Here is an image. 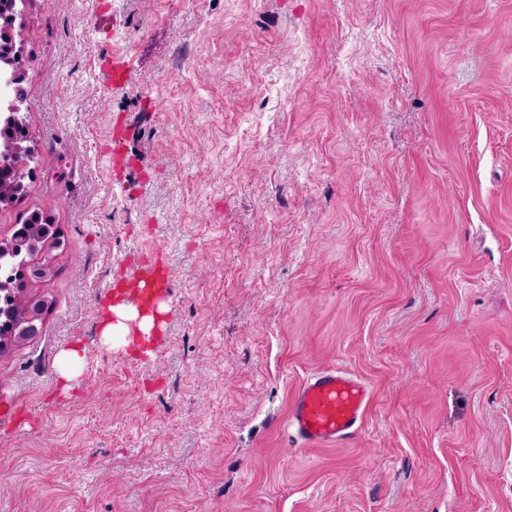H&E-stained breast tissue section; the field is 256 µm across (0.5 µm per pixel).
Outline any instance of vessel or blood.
Here are the masks:
<instances>
[{
  "instance_id": "1",
  "label": "vessel or blood",
  "mask_w": 512,
  "mask_h": 512,
  "mask_svg": "<svg viewBox=\"0 0 512 512\" xmlns=\"http://www.w3.org/2000/svg\"><path fill=\"white\" fill-rule=\"evenodd\" d=\"M167 285L166 277L152 266L143 265L128 282L127 289L146 301L155 289ZM371 397L369 385L349 370H322L301 384L285 425L308 448L346 445L361 431Z\"/></svg>"
}]
</instances>
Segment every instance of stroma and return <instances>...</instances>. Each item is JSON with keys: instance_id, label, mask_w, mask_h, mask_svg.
<instances>
[{"instance_id": "35a3bbf8", "label": "stroma", "mask_w": 512, "mask_h": 512, "mask_svg": "<svg viewBox=\"0 0 512 512\" xmlns=\"http://www.w3.org/2000/svg\"><path fill=\"white\" fill-rule=\"evenodd\" d=\"M38 336L0 512H512V0H24ZM170 278L148 351L106 290ZM84 365L57 372L66 346ZM371 386L298 446L311 373ZM153 327L154 317L143 315L140 318L137 307L123 300L120 294L106 306L100 319L101 337L105 343H112V339L116 337L125 345L146 347L153 342ZM132 331L142 336H132ZM85 350L80 345L74 344L63 349L58 357V373L60 379L68 383L74 379L83 365ZM371 397L369 385L349 370H322L301 384L284 424L301 447L346 445L361 431Z\"/></svg>"}]
</instances>
